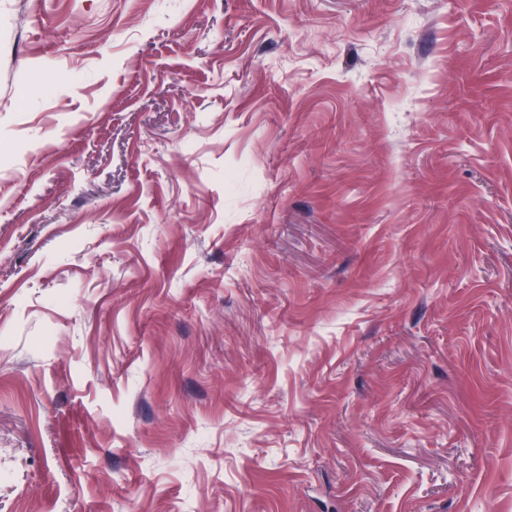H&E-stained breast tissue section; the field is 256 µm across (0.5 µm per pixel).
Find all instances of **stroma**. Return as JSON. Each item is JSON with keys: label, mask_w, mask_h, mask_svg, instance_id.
Here are the masks:
<instances>
[{"label": "stroma", "mask_w": 512, "mask_h": 512, "mask_svg": "<svg viewBox=\"0 0 512 512\" xmlns=\"http://www.w3.org/2000/svg\"><path fill=\"white\" fill-rule=\"evenodd\" d=\"M0 512H512V0H0Z\"/></svg>", "instance_id": "35a3bbf8"}]
</instances>
